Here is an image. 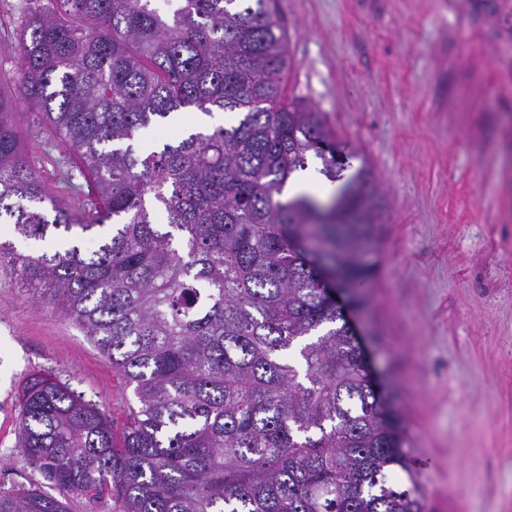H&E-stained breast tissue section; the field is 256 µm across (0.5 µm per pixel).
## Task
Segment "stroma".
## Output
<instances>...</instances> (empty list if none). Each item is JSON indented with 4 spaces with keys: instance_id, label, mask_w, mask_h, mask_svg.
Wrapping results in <instances>:
<instances>
[{
    "instance_id": "35a3bbf8",
    "label": "stroma",
    "mask_w": 512,
    "mask_h": 512,
    "mask_svg": "<svg viewBox=\"0 0 512 512\" xmlns=\"http://www.w3.org/2000/svg\"><path fill=\"white\" fill-rule=\"evenodd\" d=\"M22 0H0V98L14 97ZM289 96L368 168L382 219L362 326L422 463L425 512H512V0H277ZM31 161L55 199L64 150L20 112ZM198 111L140 134L175 142ZM48 375L122 424L136 398L75 325L32 306L0 274V484L37 478L18 446L17 401Z\"/></svg>"
}]
</instances>
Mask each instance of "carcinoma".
Returning a JSON list of instances; mask_svg holds the SVG:
<instances>
[{"label": "carcinoma", "mask_w": 512, "mask_h": 512, "mask_svg": "<svg viewBox=\"0 0 512 512\" xmlns=\"http://www.w3.org/2000/svg\"><path fill=\"white\" fill-rule=\"evenodd\" d=\"M15 97L0 99V217L21 239L86 233L98 248L26 254L0 242V271L32 304L77 326L134 388L119 427L67 384L35 375L19 445L46 484L0 485V512H424L397 392L376 395L320 287L374 265L381 220L367 173L328 204L284 197L307 168L342 177L322 113L286 96L288 33L273 0H26ZM65 144L59 161L95 200L64 207L29 161L19 107ZM236 123L137 151L178 110ZM161 210L167 223L153 222Z\"/></svg>", "instance_id": "1"}]
</instances>
